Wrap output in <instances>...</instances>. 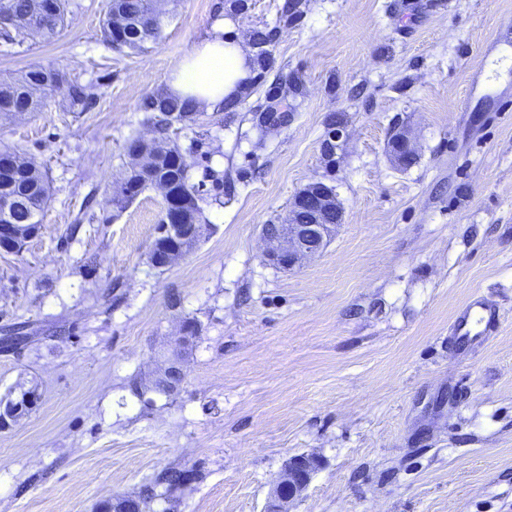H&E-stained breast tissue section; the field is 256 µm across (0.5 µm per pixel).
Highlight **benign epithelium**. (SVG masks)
<instances>
[{
    "label": "benign epithelium",
    "mask_w": 512,
    "mask_h": 512,
    "mask_svg": "<svg viewBox=\"0 0 512 512\" xmlns=\"http://www.w3.org/2000/svg\"><path fill=\"white\" fill-rule=\"evenodd\" d=\"M148 144L149 141L139 138L129 142L128 155L142 164L146 163ZM387 149L401 167L409 165L417 157L406 128H398L391 134ZM16 205V197L0 193V212L3 213L0 250L7 253L16 252L25 235L36 233L30 224L6 221ZM342 223L343 210L334 188L321 181L311 183L292 196L285 223L262 225L261 236L269 244L265 259L282 270L291 271L304 259L322 252L331 231ZM199 233L198 226L184 223L178 211L165 208L162 236L172 238L173 244L163 257L164 264L169 265L189 253ZM315 470V458L312 456L302 454L289 458L278 483L267 497L264 512H289L288 505L303 495Z\"/></svg>",
    "instance_id": "7a95c632"
}]
</instances>
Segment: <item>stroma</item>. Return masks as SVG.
<instances>
[{
  "label": "stroma",
  "instance_id": "1",
  "mask_svg": "<svg viewBox=\"0 0 512 512\" xmlns=\"http://www.w3.org/2000/svg\"><path fill=\"white\" fill-rule=\"evenodd\" d=\"M230 2L162 0L140 53L104 42L108 0H69L54 40L0 38V80L53 66L97 92L83 112L61 87L0 117V152L51 187L40 233L0 251V329L30 335L0 348V401L38 396L0 426V512H100L169 467L193 478L155 485L147 512H263L301 454L318 467L290 512H512V0H300L288 19L284 0H248L231 18L245 39L276 29L272 66L232 111L171 127L210 229L156 267L162 192L108 199L127 144L154 135L143 99ZM271 110L284 120L257 127ZM399 126L406 168L387 151ZM317 181L344 222L275 268L260 227ZM478 298L498 331L449 335ZM174 361L169 393L155 382ZM387 149L394 162L401 167L412 163L417 150L407 128H397L390 136Z\"/></svg>",
  "mask_w": 512,
  "mask_h": 512
}]
</instances>
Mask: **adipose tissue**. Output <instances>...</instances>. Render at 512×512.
<instances>
[{
	"label": "adipose tissue",
	"instance_id": "ef3b65f1",
	"mask_svg": "<svg viewBox=\"0 0 512 512\" xmlns=\"http://www.w3.org/2000/svg\"><path fill=\"white\" fill-rule=\"evenodd\" d=\"M253 75V55L235 24L216 15L207 34L175 65L168 94L191 100L196 110L215 111L240 99Z\"/></svg>",
	"mask_w": 512,
	"mask_h": 512
}]
</instances>
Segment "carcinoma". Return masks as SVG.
I'll return each instance as SVG.
<instances>
[{"label": "carcinoma", "instance_id": "carcinoma-1", "mask_svg": "<svg viewBox=\"0 0 512 512\" xmlns=\"http://www.w3.org/2000/svg\"><path fill=\"white\" fill-rule=\"evenodd\" d=\"M160 0H109L108 10L102 23L104 41L112 40L114 17L122 18L128 29L124 48L139 51L145 44L156 43L161 38L162 12ZM12 12L16 18L14 32L22 35L36 30L45 40H52L63 24L67 11V0H0V11ZM276 30L254 29L251 33L253 55L259 69L270 63L268 46L274 41ZM68 85L69 108L82 112L94 97L90 87L72 82L60 69L35 66L16 79L0 84V100L13 106L16 114L35 112L45 104V93L56 87ZM145 112L152 113L151 120L157 136L148 145L151 162L142 167L131 162L125 179L141 180L150 185L163 184L175 198L188 199L189 222L201 223L197 187L188 183L186 154L170 141L168 130L175 123L194 118L189 104L164 91L147 96L141 105ZM19 165L13 172H0V183L12 187V192L21 200V206L13 211L15 224H40L50 186L41 168L25 156H18ZM188 482L185 470L167 468L156 478L155 484L164 485L174 491Z\"/></svg>", "mask_w": 512, "mask_h": 512}]
</instances>
